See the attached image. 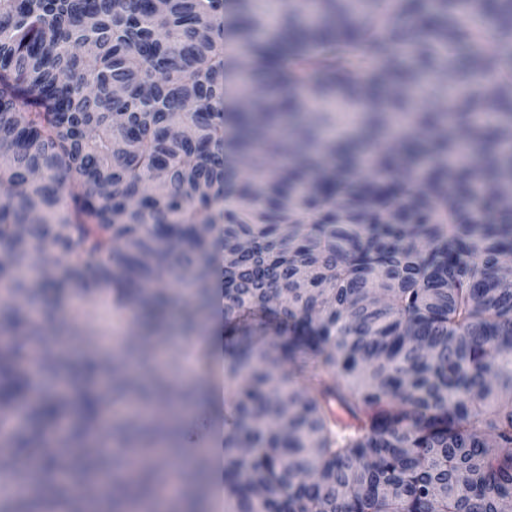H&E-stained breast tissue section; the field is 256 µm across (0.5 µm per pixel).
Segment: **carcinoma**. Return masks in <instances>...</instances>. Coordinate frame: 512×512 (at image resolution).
I'll use <instances>...</instances> for the list:
<instances>
[{
    "label": "carcinoma",
    "instance_id": "1",
    "mask_svg": "<svg viewBox=\"0 0 512 512\" xmlns=\"http://www.w3.org/2000/svg\"><path fill=\"white\" fill-rule=\"evenodd\" d=\"M0 283L57 301L112 289L134 326L113 357L26 370L28 313L0 309V435L42 512L46 432L70 420V475L112 448V512H146L182 453L148 343L181 305L183 370L212 310L271 314L224 364L229 512H504L512 505V0H0ZM67 204H62V194ZM48 256V272L28 278ZM181 275L178 303L157 288ZM288 302L270 304L276 287ZM198 372L182 401L213 397ZM129 396L163 425H100ZM195 466L169 512H209Z\"/></svg>",
    "mask_w": 512,
    "mask_h": 512
}]
</instances>
